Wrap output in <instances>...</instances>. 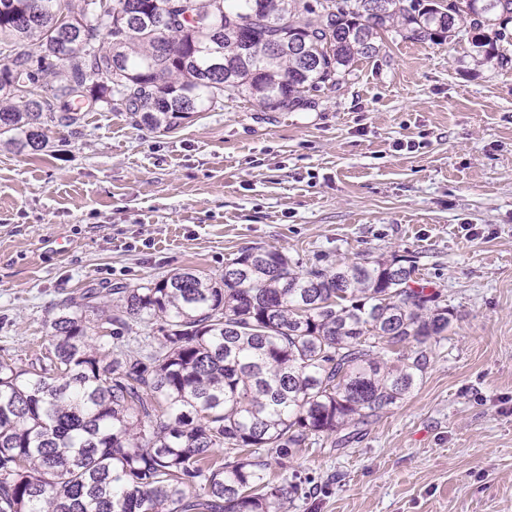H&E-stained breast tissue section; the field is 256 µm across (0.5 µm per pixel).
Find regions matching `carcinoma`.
I'll return each mask as SVG.
<instances>
[{"mask_svg": "<svg viewBox=\"0 0 512 512\" xmlns=\"http://www.w3.org/2000/svg\"><path fill=\"white\" fill-rule=\"evenodd\" d=\"M368 2L0 0V135L41 151L117 106L168 133L231 95L288 112L347 83L388 31L467 36L512 64V0ZM284 36L297 47L265 52ZM228 268L89 288L56 306L45 356L0 361V512H287L297 486L271 483L257 450L280 464L313 437L350 442L423 381L451 325L413 260L303 272L250 247ZM130 320L155 326L135 347L117 343Z\"/></svg>", "mask_w": 512, "mask_h": 512, "instance_id": "cac0c4a2", "label": "carcinoma"}]
</instances>
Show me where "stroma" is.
Here are the masks:
<instances>
[{"instance_id": "35a3bbf8", "label": "stroma", "mask_w": 512, "mask_h": 512, "mask_svg": "<svg viewBox=\"0 0 512 512\" xmlns=\"http://www.w3.org/2000/svg\"><path fill=\"white\" fill-rule=\"evenodd\" d=\"M309 97L232 96L170 133L105 109L44 152L1 148L0 359L28 367L69 296L218 275L249 247L302 271L410 258L452 314L422 384L270 475L298 485L288 512H512V66L389 33Z\"/></svg>"}]
</instances>
